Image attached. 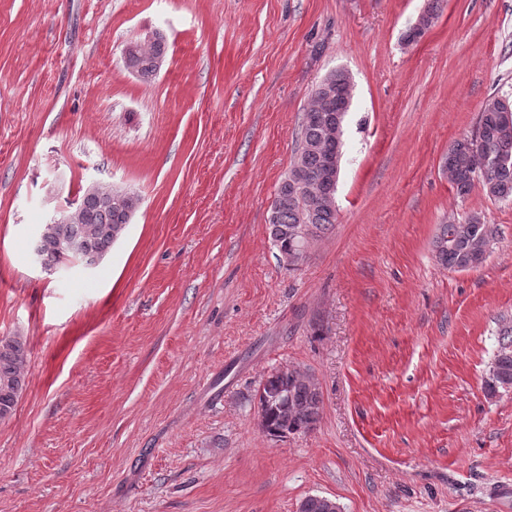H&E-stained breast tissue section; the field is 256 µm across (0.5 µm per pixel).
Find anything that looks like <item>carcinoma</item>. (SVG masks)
<instances>
[{"label": "carcinoma", "mask_w": 512, "mask_h": 512, "mask_svg": "<svg viewBox=\"0 0 512 512\" xmlns=\"http://www.w3.org/2000/svg\"><path fill=\"white\" fill-rule=\"evenodd\" d=\"M165 57L162 37L144 47L136 45L131 53L129 66L145 81L159 72ZM351 85L348 73L330 72L315 91L314 101L303 115L300 143L305 149L294 157L287 179L301 172H316L327 155L336 146V90ZM504 98L492 95L482 105L474 133L457 138L448 146L442 160L448 179L459 196L469 195L475 184H480L485 194L495 200L512 199V118L502 115ZM77 220L73 224L46 222L38 238L42 242L44 259L52 266L65 260L61 246L76 236L84 248L102 252L119 239L127 224L126 204L107 202L88 187L84 190L79 206L74 208ZM337 221L336 209L321 204L315 197L305 198L299 206L283 202L277 213V223L269 225L274 247L291 248L296 229L305 225L314 237L329 230ZM493 241L489 225L473 214L456 224H443L434 241L435 257L445 266L458 270L472 269L486 259ZM499 349L492 360V372L486 382L488 393L512 389V328L504 325L499 330ZM25 351L21 341L0 339V419L13 410L23 388ZM258 403L270 425L269 435L286 438L304 434L316 426L320 418L323 396L317 383L288 368H278L269 373L256 391Z\"/></svg>", "instance_id": "obj_1"}]
</instances>
